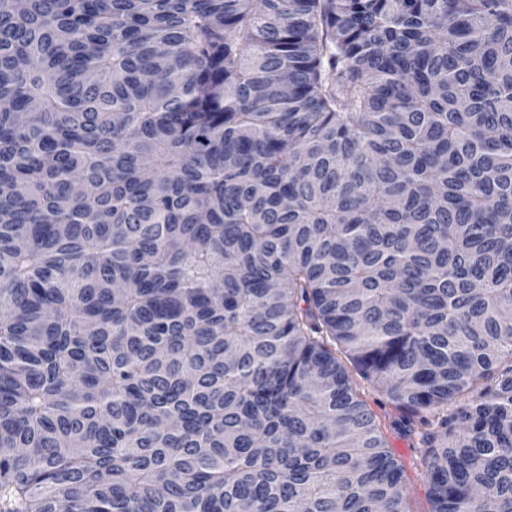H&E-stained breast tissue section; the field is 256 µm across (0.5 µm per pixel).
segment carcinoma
Listing matches in <instances>:
<instances>
[{
    "label": "carcinoma",
    "mask_w": 512,
    "mask_h": 512,
    "mask_svg": "<svg viewBox=\"0 0 512 512\" xmlns=\"http://www.w3.org/2000/svg\"><path fill=\"white\" fill-rule=\"evenodd\" d=\"M512 0H0V512H512ZM352 376L358 384L359 392L382 419H385V412H387L385 423L387 425L389 446L392 452L403 461L409 479L408 503L410 510L412 512H428L430 509L427 497L428 487L421 465V459L426 448L418 444V438L416 441H411L391 426L392 418L390 414L392 411L388 406L385 407L386 400L380 391L362 381L354 372H352Z\"/></svg>",
    "instance_id": "1"
}]
</instances>
